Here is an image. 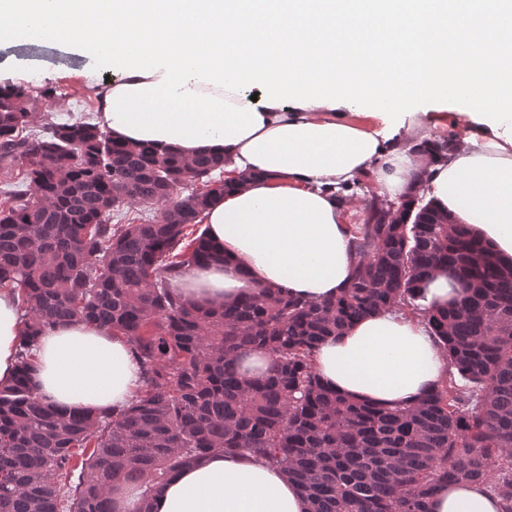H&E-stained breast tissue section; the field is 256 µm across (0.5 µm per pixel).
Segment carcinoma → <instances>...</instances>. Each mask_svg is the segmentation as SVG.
I'll use <instances>...</instances> for the list:
<instances>
[{"label":"carcinoma","mask_w":512,"mask_h":512,"mask_svg":"<svg viewBox=\"0 0 512 512\" xmlns=\"http://www.w3.org/2000/svg\"><path fill=\"white\" fill-rule=\"evenodd\" d=\"M47 89H0V171L18 185L0 199V288L20 295L17 370L0 383V512H116L119 483L151 512L157 489L211 453L247 454L283 470L308 512H428L442 485L481 484L512 512V264L427 196L428 167L455 141L424 140V163L397 201L366 175L356 264L339 295L308 301L262 288L204 307L175 291L192 268L221 262L202 228L211 201L245 186L231 160L186 158L112 138L75 120L28 132ZM189 194L181 196V191ZM126 204L162 205L159 219L114 224ZM439 267L459 299L422 311ZM421 316L448 360L412 405L377 407L326 388L321 341L386 309ZM83 322L126 339L142 384L120 410L63 412L32 384L29 347L50 327ZM264 350L266 374L243 356Z\"/></svg>","instance_id":"cac0c4a2"}]
</instances>
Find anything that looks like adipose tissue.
Here are the masks:
<instances>
[{"label":"adipose tissue","mask_w":512,"mask_h":512,"mask_svg":"<svg viewBox=\"0 0 512 512\" xmlns=\"http://www.w3.org/2000/svg\"><path fill=\"white\" fill-rule=\"evenodd\" d=\"M1 44L73 48L109 74L97 91L113 137L253 172L215 198L207 235L224 263L194 267L182 292L202 304L280 287L340 293L355 256L335 187L373 175L404 195L419 166L399 138L416 104L444 102L465 133L429 169L427 193L512 261V0H0ZM352 116L337 114V105ZM18 299L0 290V382L15 375ZM39 394L63 410L128 404L141 384L127 343L82 323L32 349ZM322 383L377 406L418 402L447 361L421 319L385 310L322 341ZM429 512H500L484 486L438 489ZM152 512H308L281 471L215 454L158 489Z\"/></svg>","instance_id":"1"}]
</instances>
